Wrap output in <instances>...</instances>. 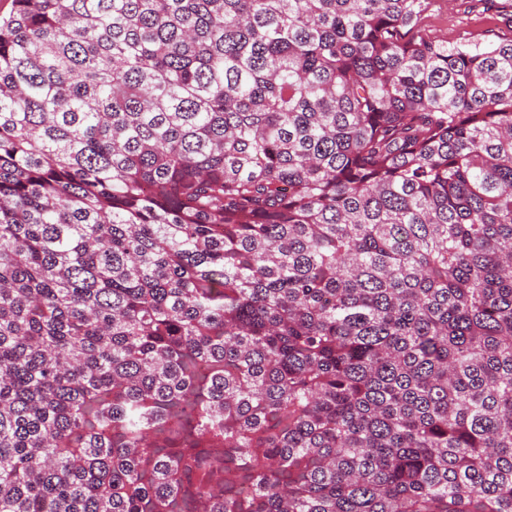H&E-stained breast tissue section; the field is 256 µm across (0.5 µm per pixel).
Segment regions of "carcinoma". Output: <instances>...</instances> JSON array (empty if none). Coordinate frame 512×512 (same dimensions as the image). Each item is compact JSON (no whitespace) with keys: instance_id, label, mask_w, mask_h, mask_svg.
I'll list each match as a JSON object with an SVG mask.
<instances>
[{"instance_id":"obj_1","label":"carcinoma","mask_w":512,"mask_h":512,"mask_svg":"<svg viewBox=\"0 0 512 512\" xmlns=\"http://www.w3.org/2000/svg\"><path fill=\"white\" fill-rule=\"evenodd\" d=\"M13 3L0 512H512V40Z\"/></svg>"}]
</instances>
